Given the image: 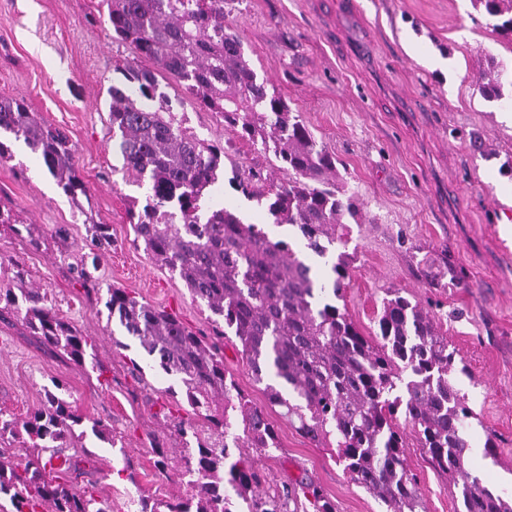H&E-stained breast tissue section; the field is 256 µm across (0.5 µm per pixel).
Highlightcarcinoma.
Wrapping results in <instances>:
<instances>
[{"instance_id": "carcinoma-1", "label": "carcinoma", "mask_w": 512, "mask_h": 512, "mask_svg": "<svg viewBox=\"0 0 512 512\" xmlns=\"http://www.w3.org/2000/svg\"><path fill=\"white\" fill-rule=\"evenodd\" d=\"M112 32L174 78L186 96L220 114L225 129L271 151L288 172L274 183L257 170L238 181L247 199L290 226L307 249L270 239L230 209L200 212L218 182L230 141L208 139L170 111L156 74L128 66L129 89L112 88L109 127L118 138L123 169L148 182L144 205L133 198L128 217L134 241L184 282L192 299L213 315L212 336L199 335L173 315L124 288L107 291L105 307L126 335L138 340L153 367L172 377L192 409L163 423L179 439L170 448L154 437L159 475L180 487L155 499L142 489L137 512H297L296 490L273 489L261 457L280 450L265 409L227 377L224 338L240 345L253 377L265 384L270 406L319 448L330 451L349 479L387 506V512H425L417 475L406 463L407 437L431 464L461 486L462 512H512V499L483 485L466 469L467 427L473 413L452 375L458 353L431 310L399 291L383 299L379 334L358 330L343 299L350 255H333L347 219L358 221L357 195L340 182L336 157L317 144L300 116L259 79L224 12V0H103ZM492 30L512 44V0H474ZM508 67L495 58L479 84L488 101L509 105ZM23 141L71 199L86 192L67 133L40 121L22 98L0 97V132ZM13 286L0 287V317L22 321L58 357L102 371L98 349L26 285L24 267L11 262ZM53 382L43 403L19 420L0 413V444L21 441L11 461L0 454V496L13 512H116L96 485L76 489L54 470L51 457L92 436L114 448L109 424L79 414ZM301 490L313 512H336L311 481Z\"/></svg>"}]
</instances>
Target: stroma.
<instances>
[{
  "instance_id": "35a3bbf8",
  "label": "stroma",
  "mask_w": 512,
  "mask_h": 512,
  "mask_svg": "<svg viewBox=\"0 0 512 512\" xmlns=\"http://www.w3.org/2000/svg\"><path fill=\"white\" fill-rule=\"evenodd\" d=\"M228 8L252 67L336 156L362 203L363 222L344 229L353 258L344 295L350 318L374 336L392 290L432 308L467 367L455 376L473 411L467 469L512 498V172L504 169L512 163V122L477 85L488 56L512 63V46L471 0H230ZM106 14L102 0H0V96L24 99L66 130L87 188L71 200L40 158L15 143L13 159L0 163V204L21 227L0 224V262L25 266L28 283L96 341L103 366L97 374L63 362L23 335L18 321L0 320V413L25 417L60 381L78 413L105 419L123 445L96 449L92 469L80 463L82 448L69 449L79 465L66 478L78 489L96 484L120 505L136 483L158 498L174 493L154 467L150 434L179 401L166 392L172 378L147 368L137 340L121 351L113 346L119 325L105 307L108 289H127L198 333L211 334L212 323L178 276L134 242L127 200L145 198L147 188L124 176L108 111L112 88L127 85L123 68L149 62L116 37ZM158 80L188 127L233 142L226 174L202 209L229 207L244 222L267 225L271 237L287 238L227 177L260 168L285 179L274 155L231 139L219 114L186 97L168 75ZM475 137L481 149L472 147ZM94 221L109 225V245L94 243ZM131 360L145 365L142 381L128 373ZM224 368L266 406L264 387L232 338L224 342ZM267 408L280 443L277 456L262 462L271 487L307 478L336 512H385L330 452L314 447L280 408ZM490 435L498 444L493 458L484 453ZM127 461L131 481L118 473ZM406 462L426 512H458L459 488L422 449L409 446Z\"/></svg>"
}]
</instances>
